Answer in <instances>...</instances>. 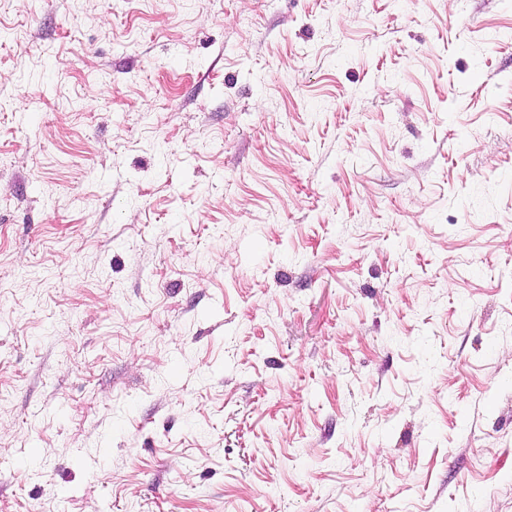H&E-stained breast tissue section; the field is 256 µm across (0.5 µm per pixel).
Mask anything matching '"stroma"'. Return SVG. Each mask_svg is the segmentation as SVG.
Segmentation results:
<instances>
[{"instance_id": "1", "label": "stroma", "mask_w": 512, "mask_h": 512, "mask_svg": "<svg viewBox=\"0 0 512 512\" xmlns=\"http://www.w3.org/2000/svg\"><path fill=\"white\" fill-rule=\"evenodd\" d=\"M0 512H512V0H0Z\"/></svg>"}]
</instances>
